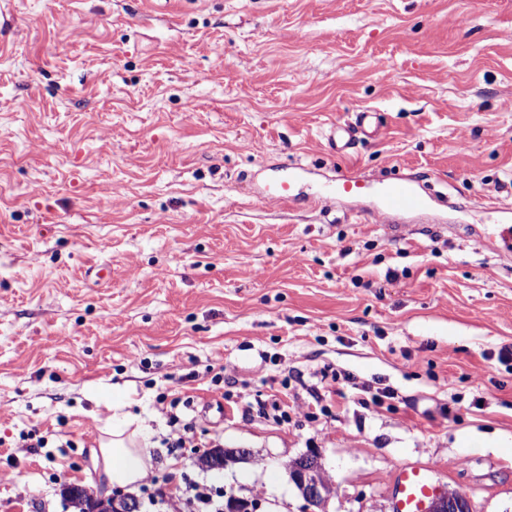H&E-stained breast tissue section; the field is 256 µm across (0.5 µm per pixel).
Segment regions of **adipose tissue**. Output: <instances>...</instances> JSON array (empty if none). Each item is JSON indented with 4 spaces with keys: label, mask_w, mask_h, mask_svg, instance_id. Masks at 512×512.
<instances>
[{
    "label": "adipose tissue",
    "mask_w": 512,
    "mask_h": 512,
    "mask_svg": "<svg viewBox=\"0 0 512 512\" xmlns=\"http://www.w3.org/2000/svg\"><path fill=\"white\" fill-rule=\"evenodd\" d=\"M146 442L142 431L117 426L109 441L92 450V471L105 487L135 489L148 472Z\"/></svg>",
    "instance_id": "obj_1"
}]
</instances>
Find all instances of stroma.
<instances>
[{"instance_id":"obj_1","label":"stroma","mask_w":512,"mask_h":512,"mask_svg":"<svg viewBox=\"0 0 512 512\" xmlns=\"http://www.w3.org/2000/svg\"><path fill=\"white\" fill-rule=\"evenodd\" d=\"M510 98L512 0H0V512H73L127 418L139 512L190 484L307 512L313 448L322 512H393L408 464L512 512ZM363 108L380 137L331 154ZM398 176L429 205L389 221ZM217 443L248 457L203 468ZM285 470L288 481L296 486L308 506L321 507L325 503L323 501L333 493L332 481L330 486L322 487L312 472L298 470L294 461L287 464Z\"/></svg>"}]
</instances>
